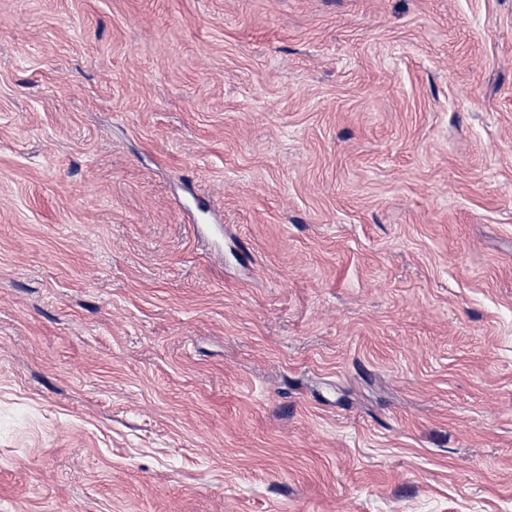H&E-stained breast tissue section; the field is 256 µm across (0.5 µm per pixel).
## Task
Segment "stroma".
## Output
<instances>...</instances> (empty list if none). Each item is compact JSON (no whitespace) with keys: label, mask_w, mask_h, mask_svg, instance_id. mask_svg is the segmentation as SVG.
<instances>
[{"label":"stroma","mask_w":512,"mask_h":512,"mask_svg":"<svg viewBox=\"0 0 512 512\" xmlns=\"http://www.w3.org/2000/svg\"><path fill=\"white\" fill-rule=\"evenodd\" d=\"M0 512H512V0H0Z\"/></svg>","instance_id":"35a3bbf8"}]
</instances>
